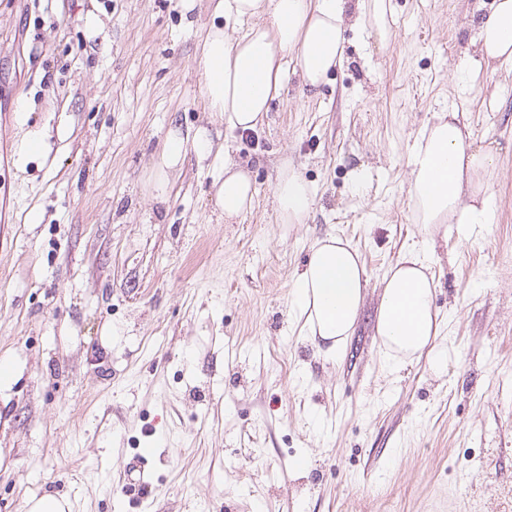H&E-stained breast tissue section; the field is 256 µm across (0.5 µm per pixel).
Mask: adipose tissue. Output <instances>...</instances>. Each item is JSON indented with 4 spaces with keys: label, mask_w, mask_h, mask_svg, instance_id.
<instances>
[{
    "label": "adipose tissue",
    "mask_w": 512,
    "mask_h": 512,
    "mask_svg": "<svg viewBox=\"0 0 512 512\" xmlns=\"http://www.w3.org/2000/svg\"><path fill=\"white\" fill-rule=\"evenodd\" d=\"M390 0H218L214 19L194 58L207 109L231 129L255 128L279 95L283 60L295 54L305 88H318L344 59V26L350 10L369 19L381 40L390 31ZM250 20L243 33L230 24ZM482 63L512 61V0H494L476 25ZM408 199L422 247L432 246L450 224L489 223L498 158L475 147L458 109L438 112L418 139L409 160ZM215 205L233 219L251 209L250 178L225 163L215 179ZM278 221L305 223L314 191L295 165L280 166L274 182ZM369 277L358 249L339 235L316 241L291 281V303L303 320L302 335L322 340V355L340 358L353 336ZM436 283L419 250L410 249L384 274L375 334L388 361H425L434 375L452 359L443 323L433 306Z\"/></svg>",
    "instance_id": "obj_1"
}]
</instances>
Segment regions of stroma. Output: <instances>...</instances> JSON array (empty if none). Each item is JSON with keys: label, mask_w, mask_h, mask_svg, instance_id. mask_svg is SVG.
I'll return each mask as SVG.
<instances>
[{"label": "stroma", "mask_w": 512, "mask_h": 512, "mask_svg": "<svg viewBox=\"0 0 512 512\" xmlns=\"http://www.w3.org/2000/svg\"><path fill=\"white\" fill-rule=\"evenodd\" d=\"M217 0H0V512H512V62L466 60L474 6L392 0V36L349 24L346 59L304 97L294 56L264 119L207 111L193 57ZM464 111L499 157L493 220L452 224L426 258L457 357L442 377L387 365L382 277L418 239L412 153L435 112ZM206 131L149 178L171 131ZM42 149L30 159L28 142ZM246 169L225 223L214 177ZM292 162L315 190L278 221ZM347 238L370 288L344 356L301 336L290 280L315 240ZM153 449L150 489L126 459ZM303 469H295L296 460ZM236 164L224 160V166L215 179V205L224 213V219L238 218L252 208L255 189L250 178ZM273 189L279 223H306L314 204V191L297 166L290 162L280 166ZM27 512H69L70 502L67 498L46 493L40 497L30 498L26 504Z\"/></svg>", "instance_id": "stroma-1"}]
</instances>
